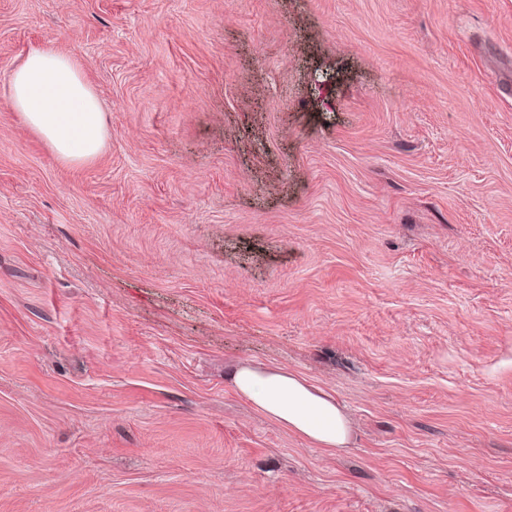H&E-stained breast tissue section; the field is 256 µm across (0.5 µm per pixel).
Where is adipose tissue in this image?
Returning a JSON list of instances; mask_svg holds the SVG:
<instances>
[{
	"instance_id": "obj_1",
	"label": "adipose tissue",
	"mask_w": 512,
	"mask_h": 512,
	"mask_svg": "<svg viewBox=\"0 0 512 512\" xmlns=\"http://www.w3.org/2000/svg\"><path fill=\"white\" fill-rule=\"evenodd\" d=\"M9 100L60 161L88 162L103 150L108 137L105 114L75 57L49 47L30 50L11 73ZM226 379L258 411L312 445L332 450L348 444L347 413L333 395L300 374L242 364L228 371Z\"/></svg>"
}]
</instances>
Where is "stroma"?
<instances>
[{"instance_id": "35a3bbf8", "label": "stroma", "mask_w": 512, "mask_h": 512, "mask_svg": "<svg viewBox=\"0 0 512 512\" xmlns=\"http://www.w3.org/2000/svg\"><path fill=\"white\" fill-rule=\"evenodd\" d=\"M40 46L94 161L10 106ZM0 512H512V0H0ZM9 100L60 161L88 162L103 150L105 112L75 57L51 47L30 50L11 73ZM232 389L258 411L300 435L317 448H346L350 419L336 398L312 386L300 374L249 364L225 375Z\"/></svg>"}]
</instances>
